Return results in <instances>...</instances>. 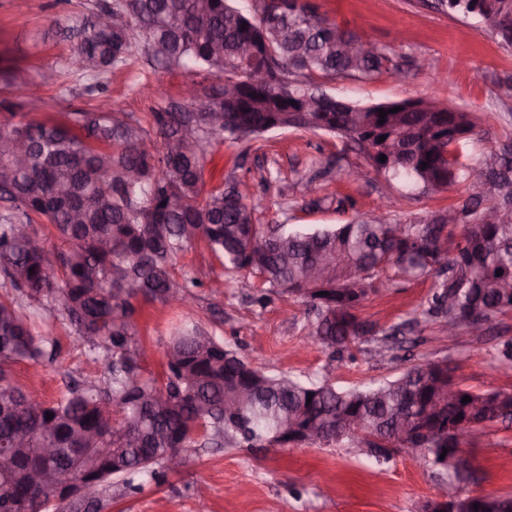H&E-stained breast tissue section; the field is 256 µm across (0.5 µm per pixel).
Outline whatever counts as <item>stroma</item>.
I'll use <instances>...</instances> for the list:
<instances>
[{"instance_id":"stroma-1","label":"stroma","mask_w":512,"mask_h":512,"mask_svg":"<svg viewBox=\"0 0 512 512\" xmlns=\"http://www.w3.org/2000/svg\"><path fill=\"white\" fill-rule=\"evenodd\" d=\"M104 0H0V102L17 104L25 120H64L67 113L91 111L101 102L122 110L156 144L153 114L183 100L187 84L209 85L203 72L165 68L150 62L143 48L132 51L126 66L98 76L74 71L68 58L73 32ZM339 26L388 47L402 58V79L322 78L328 95L357 104L398 99H447L477 113L479 126L467 144L471 164L512 140V98L503 92L512 83V48L502 46L485 23L448 15L427 0H309ZM360 168L350 179L349 166ZM323 167L318 193L305 182ZM243 180L259 224H344L376 213L392 203L402 221L458 204L466 182L448 190H421L377 172L362 154L346 149L333 136L309 130H277L259 137L227 140L216 147L205 171L207 187ZM176 276L199 278L191 306L173 308L144 303L137 317L138 342L145 349L146 373L163 372L164 349L176 327L196 324L216 336L252 366L303 381L328 379L336 388L351 389L398 376L409 366L448 360L456 380L474 391L512 390V368L498 366L491 347L512 337V313L498 319L482 335L447 337L435 324L411 326L416 309L437 284L429 275L404 281L369 296L362 319L381 328L400 326L392 349L361 344L353 358L331 361L310 337L314 317L303 300L281 296L267 307L254 304L259 286L248 271L225 273L205 243L180 254ZM223 277L220 293L208 282ZM39 331L59 346L56 359L22 362L11 369L14 384L57 399L70 379L106 387L107 375L94 362L75 328L57 315L40 312ZM461 449L476 469L467 492L512 494V427L464 431ZM181 471L147 483L137 495L113 502L106 512H197L198 490H206L209 512H421L440 477L405 448L389 459H375L343 441L302 447L232 448L199 439L184 451Z\"/></svg>"}]
</instances>
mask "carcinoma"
<instances>
[{
  "label": "carcinoma",
  "mask_w": 512,
  "mask_h": 512,
  "mask_svg": "<svg viewBox=\"0 0 512 512\" xmlns=\"http://www.w3.org/2000/svg\"><path fill=\"white\" fill-rule=\"evenodd\" d=\"M255 14L232 0H115L101 6L77 29L71 67L99 75L126 64L136 43L157 62L207 71L218 86L189 93L181 106L154 113L160 145L148 146L138 125L116 112H71L61 122L0 121V145L25 143L23 166L0 150V461L16 456L15 434L28 435L18 466L54 471L61 479L90 471L99 479L98 508L126 497L149 480L162 479L172 448L194 437L222 438L240 448L278 444L293 424L314 423V444L355 440L379 458L406 442L427 443L432 466L449 482L473 478L460 449L458 424L512 425V391L473 392L456 386L448 400V362L418 364L397 377L361 389L339 390L326 382H301L265 373L196 325H184L167 345L163 376L144 374V351L135 333L138 304L183 303L201 281L174 276L178 254L203 241L229 272L246 269L261 283L255 302L264 307L288 293L305 299L315 314L311 338L331 357L344 358L356 341L386 344L388 334L363 321L358 308L371 294L430 273L448 276L420 306L417 324L453 323L469 332L512 311V145L482 164L467 163L462 145L476 117L457 107L435 124L423 113L402 109L379 123V108L352 104L336 111L316 77L402 76L395 54L342 28L305 0H254ZM434 8L483 21L496 39L512 47V0H435ZM112 20L101 21L106 13ZM178 14L184 23L173 25ZM245 30H240V27ZM260 36L255 54L245 45ZM366 50L355 60L345 46ZM258 64L273 80L252 87L247 72ZM226 121L213 122L216 112ZM247 126L260 135L287 128L320 131L358 147L378 171L413 186L449 189L459 181L489 182L495 192L466 197L443 212L409 223L385 212L347 224L299 229L291 224H257L238 182L205 187L209 148L224 138L240 139ZM386 136L384 141L379 137ZM181 144L179 154L166 151ZM385 161H379L380 156ZM427 166H421V163ZM454 213V224H443ZM54 226L66 248L42 244L34 218ZM316 266L319 280L308 278ZM502 275H497V270ZM42 310L63 316L90 350H101L109 388L70 383L53 403H30L34 394L14 385L13 365L52 359L57 344L37 331L32 318ZM490 358L512 366V338L498 342ZM253 388L251 403L233 409L237 385ZM471 397L464 404L462 399ZM53 417L46 419V414ZM357 421L374 440L342 431ZM54 448L51 457L40 452ZM108 448L105 457L97 449ZM447 454H442V451ZM45 512L55 501L49 486H30L0 468V512H16L19 495ZM512 495L479 492L459 504L460 512H503Z\"/></svg>",
  "instance_id": "cac0c4a2"
}]
</instances>
